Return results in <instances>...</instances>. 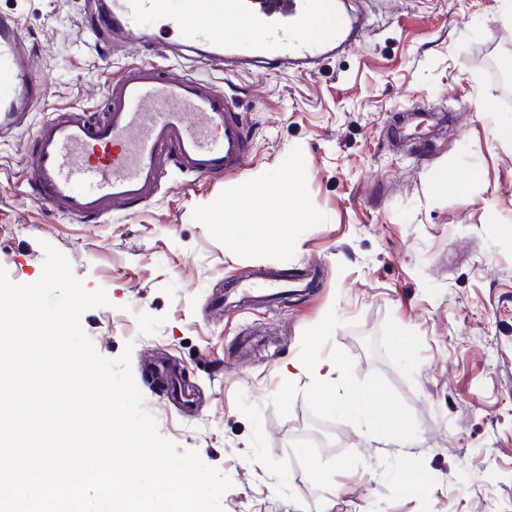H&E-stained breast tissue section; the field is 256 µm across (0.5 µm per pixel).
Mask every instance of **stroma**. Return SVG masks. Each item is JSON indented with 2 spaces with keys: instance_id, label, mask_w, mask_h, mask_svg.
Segmentation results:
<instances>
[{
  "instance_id": "1",
  "label": "stroma",
  "mask_w": 512,
  "mask_h": 512,
  "mask_svg": "<svg viewBox=\"0 0 512 512\" xmlns=\"http://www.w3.org/2000/svg\"><path fill=\"white\" fill-rule=\"evenodd\" d=\"M90 0H0L48 96L0 137V267L42 273V242L106 306L81 326L132 373L160 435L233 482L223 512H512V12L504 0H353L363 44L309 74H213L250 127L238 175L172 170L150 202L96 223L52 213L25 181L37 126L103 112L108 89L143 61L134 44L94 45ZM423 106L443 122L393 141ZM478 171L466 188L443 176ZM295 183L309 223L288 249H247L216 218L245 178ZM323 277L303 296L212 309L228 280L261 270ZM167 358L197 400L163 396L145 364ZM339 367L341 402L292 362ZM401 415L366 424L352 404ZM408 431L410 446L400 433ZM419 472L409 491L407 469Z\"/></svg>"
}]
</instances>
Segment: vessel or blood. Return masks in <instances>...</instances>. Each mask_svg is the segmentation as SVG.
<instances>
[{
    "mask_svg": "<svg viewBox=\"0 0 512 512\" xmlns=\"http://www.w3.org/2000/svg\"><path fill=\"white\" fill-rule=\"evenodd\" d=\"M189 2L176 14L170 0H101L92 32L103 43L160 48L227 73L310 72L359 47L368 32L366 17L344 0ZM241 23L263 30L264 39L239 38ZM156 27L168 32V41L154 40ZM28 57L16 21L0 17V130L20 127L47 97ZM250 146L238 106L212 80L143 61L112 82L103 115L73 111L42 123L31 141L30 187L51 211L98 221L113 207L151 200L167 166L202 178L240 173ZM305 285L262 271L252 283H235L230 294L285 295Z\"/></svg>",
    "mask_w": 512,
    "mask_h": 512,
    "instance_id": "obj_1",
    "label": "vessel or blood"
}]
</instances>
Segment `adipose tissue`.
<instances>
[{
    "mask_svg": "<svg viewBox=\"0 0 512 512\" xmlns=\"http://www.w3.org/2000/svg\"><path fill=\"white\" fill-rule=\"evenodd\" d=\"M307 221L301 195L295 186L253 177L245 179L237 196L225 201L222 218L228 233L235 231L238 225H250L248 245H273L283 249L292 242V226Z\"/></svg>",
    "mask_w": 512,
    "mask_h": 512,
    "instance_id": "adipose-tissue-1",
    "label": "adipose tissue"
}]
</instances>
